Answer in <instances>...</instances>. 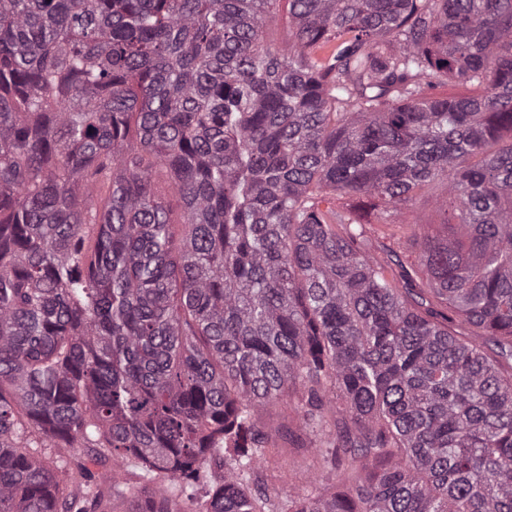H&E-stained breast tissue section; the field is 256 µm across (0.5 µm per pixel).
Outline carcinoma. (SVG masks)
<instances>
[{
  "instance_id": "obj_1",
  "label": "carcinoma",
  "mask_w": 512,
  "mask_h": 512,
  "mask_svg": "<svg viewBox=\"0 0 512 512\" xmlns=\"http://www.w3.org/2000/svg\"><path fill=\"white\" fill-rule=\"evenodd\" d=\"M506 131L512 0H0V512H512ZM435 181L418 269L335 205ZM153 192L156 197L167 204L171 221L174 224H180L183 220L182 208L179 200L172 192L170 182L165 177L156 178L153 185ZM299 400L297 395L288 398L287 403H281L258 412V419L261 424L283 425L290 431L292 437L296 438L302 434L301 422L298 413ZM325 440L324 435L317 438V447L313 448H292V445L280 440L283 447V456L276 469L268 467L266 463L261 465L260 473L265 478L266 486L270 491L281 493L282 497L288 496V492H305L310 490L315 482H328L334 480L327 469H324L320 462V445Z\"/></svg>"
}]
</instances>
